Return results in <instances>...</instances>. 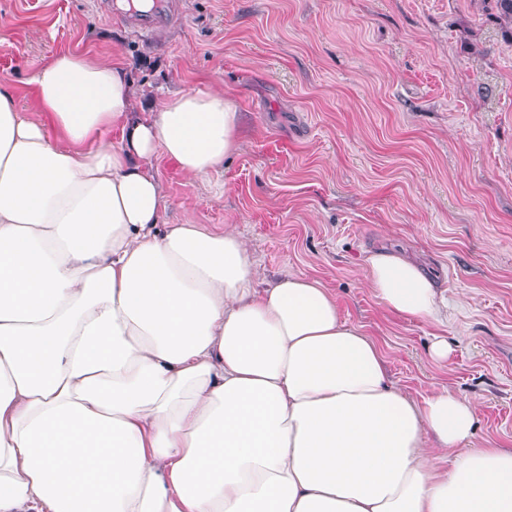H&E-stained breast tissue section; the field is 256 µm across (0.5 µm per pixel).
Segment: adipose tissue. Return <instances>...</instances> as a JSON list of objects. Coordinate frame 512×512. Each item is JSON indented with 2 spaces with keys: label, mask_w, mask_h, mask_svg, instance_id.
I'll list each match as a JSON object with an SVG mask.
<instances>
[{
  "label": "adipose tissue",
  "mask_w": 512,
  "mask_h": 512,
  "mask_svg": "<svg viewBox=\"0 0 512 512\" xmlns=\"http://www.w3.org/2000/svg\"><path fill=\"white\" fill-rule=\"evenodd\" d=\"M28 83L36 120L0 83V512H512L473 401L401 391L329 288L259 286L232 227L163 223L157 155L203 177L242 145L224 92L141 114L126 65L75 51ZM365 277L446 324L402 251Z\"/></svg>",
  "instance_id": "adipose-tissue-1"
}]
</instances>
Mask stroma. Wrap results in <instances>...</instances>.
<instances>
[{"mask_svg":"<svg viewBox=\"0 0 512 512\" xmlns=\"http://www.w3.org/2000/svg\"><path fill=\"white\" fill-rule=\"evenodd\" d=\"M173 3L137 33L113 0H0V81L32 110V71L74 49L128 63L139 112L228 93L243 146L196 179L157 157L164 223L231 225L260 280L319 279L400 389L450 387L478 404V444L512 447V36L480 0ZM381 247L434 270L448 326L382 309L364 273Z\"/></svg>","mask_w":512,"mask_h":512,"instance_id":"obj_1","label":"stroma"}]
</instances>
